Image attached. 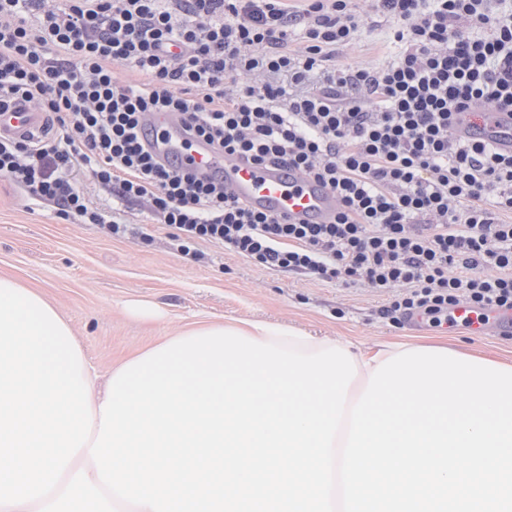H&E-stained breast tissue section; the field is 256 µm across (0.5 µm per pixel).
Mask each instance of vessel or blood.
Listing matches in <instances>:
<instances>
[{
	"label": "vessel or blood",
	"mask_w": 512,
	"mask_h": 512,
	"mask_svg": "<svg viewBox=\"0 0 512 512\" xmlns=\"http://www.w3.org/2000/svg\"><path fill=\"white\" fill-rule=\"evenodd\" d=\"M45 125L43 113L25 102L0 114V137H29ZM146 148L159 161H170L205 179H220L249 207L294 224H324L336 213L334 192L301 172L267 166L224 152L207 141L187 134L182 120L166 112H151L144 118ZM455 132L463 140L482 139L499 152L512 153V115L487 114L457 118ZM449 325L458 324L481 335L492 330L512 334V310H477L466 305L448 312Z\"/></svg>",
	"instance_id": "b4317fda"
}]
</instances>
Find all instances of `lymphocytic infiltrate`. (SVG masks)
Listing matches in <instances>:
<instances>
[{"mask_svg":"<svg viewBox=\"0 0 512 512\" xmlns=\"http://www.w3.org/2000/svg\"><path fill=\"white\" fill-rule=\"evenodd\" d=\"M377 18L395 58L337 65ZM19 100L49 126L0 137V177L62 220L147 237L93 207L87 179L143 203L185 256L221 246L436 324L462 303L512 309V154L453 129L460 112L512 113V0H0V113ZM150 112L323 183L335 216L293 224L160 164L139 137Z\"/></svg>","mask_w":512,"mask_h":512,"instance_id":"lymphocytic-infiltrate-1","label":"lymphocytic infiltrate"}]
</instances>
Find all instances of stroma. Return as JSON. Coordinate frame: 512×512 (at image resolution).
<instances>
[{
    "label": "stroma",
    "mask_w": 512,
    "mask_h": 512,
    "mask_svg": "<svg viewBox=\"0 0 512 512\" xmlns=\"http://www.w3.org/2000/svg\"><path fill=\"white\" fill-rule=\"evenodd\" d=\"M397 52L380 21L338 50L336 62L377 67ZM152 235L110 238L92 225L59 219L52 206L0 180V276L38 291L59 311L99 378L201 323L289 326L368 351L382 343L444 345L512 365V335L397 323L385 312L386 298L369 289L258 268L208 244L189 258L162 226Z\"/></svg>",
    "instance_id": "35a3bbf8"
}]
</instances>
